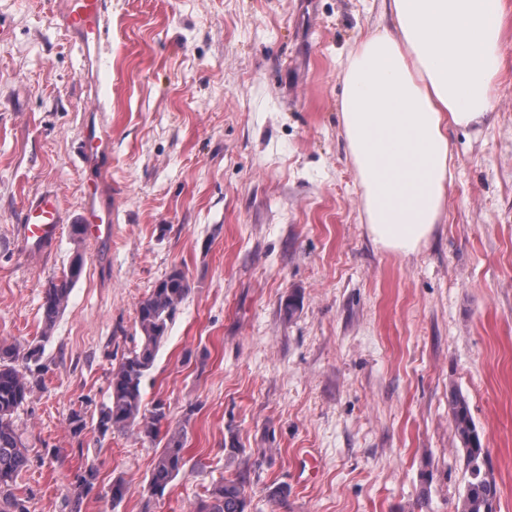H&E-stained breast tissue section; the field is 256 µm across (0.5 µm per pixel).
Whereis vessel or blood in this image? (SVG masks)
<instances>
[{
    "mask_svg": "<svg viewBox=\"0 0 512 512\" xmlns=\"http://www.w3.org/2000/svg\"><path fill=\"white\" fill-rule=\"evenodd\" d=\"M110 0H66L61 29L78 46L83 60L100 57L107 37ZM112 130L104 122L87 124L81 159L92 171L85 190L82 235L94 243L112 238V192L102 184L98 171L110 166ZM64 216L53 194L45 192L27 201L19 217L23 248L32 254L50 252L57 245Z\"/></svg>",
    "mask_w": 512,
    "mask_h": 512,
    "instance_id": "obj_1",
    "label": "vessel or blood"
}]
</instances>
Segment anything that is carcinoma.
<instances>
[{
	"instance_id": "carcinoma-1",
	"label": "carcinoma",
	"mask_w": 512,
	"mask_h": 512,
	"mask_svg": "<svg viewBox=\"0 0 512 512\" xmlns=\"http://www.w3.org/2000/svg\"><path fill=\"white\" fill-rule=\"evenodd\" d=\"M81 271L80 261L73 262L61 275L48 280L43 291L44 334H49L68 303ZM186 275L178 270L160 280L138 307L142 336L139 344L122 358L112 370L109 402L98 419L101 434L123 431L133 425L146 437L155 438L158 426L166 418L165 404L157 400L151 408L143 403V380L154 367L157 351L165 339L181 304L190 293ZM18 356L12 347L0 346V512H26L25 506L8 493L10 483L28 465L26 445L15 424L14 415L25 404L38 378L31 367L19 369ZM456 436L464 453L468 474L461 512H497L500 489L492 473L490 457L470 414L468 401L457 389L449 392ZM187 463L184 433L168 435L161 451L153 459L149 490L162 497L169 484ZM98 468L87 465L76 476L73 495L81 500L98 483ZM250 479L245 468L218 482L208 500L201 502L197 512H249L246 484Z\"/></svg>"
}]
</instances>
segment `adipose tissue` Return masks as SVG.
I'll return each mask as SVG.
<instances>
[{"label": "adipose tissue", "instance_id": "ef3b65f1", "mask_svg": "<svg viewBox=\"0 0 512 512\" xmlns=\"http://www.w3.org/2000/svg\"><path fill=\"white\" fill-rule=\"evenodd\" d=\"M342 71L339 121L369 235L407 257L432 236L454 179L449 134L489 120L504 0H386Z\"/></svg>", "mask_w": 512, "mask_h": 512}]
</instances>
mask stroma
<instances>
[{
    "mask_svg": "<svg viewBox=\"0 0 512 512\" xmlns=\"http://www.w3.org/2000/svg\"><path fill=\"white\" fill-rule=\"evenodd\" d=\"M110 2L91 77L49 24L56 0H0V343L41 350L16 414L29 463L12 492L27 512H193L232 473L231 435L254 451L250 512H457L467 476L452 387L490 450L498 512H512V0L494 111L481 132H452L448 206L408 259L367 233L338 118L341 64L387 25L384 0ZM99 108L112 125L111 244L66 228L55 253H23L17 217L32 195L53 190L71 222L84 208L77 147ZM77 258L45 331L44 285ZM175 269L191 291L143 382L167 417L153 440L101 435L139 303ZM180 429L189 461L154 497L153 458ZM89 462L98 485L77 503ZM280 483L289 494L272 501Z\"/></svg>",
    "mask_w": 512,
    "mask_h": 512,
    "instance_id": "obj_1",
    "label": "stroma"
}]
</instances>
